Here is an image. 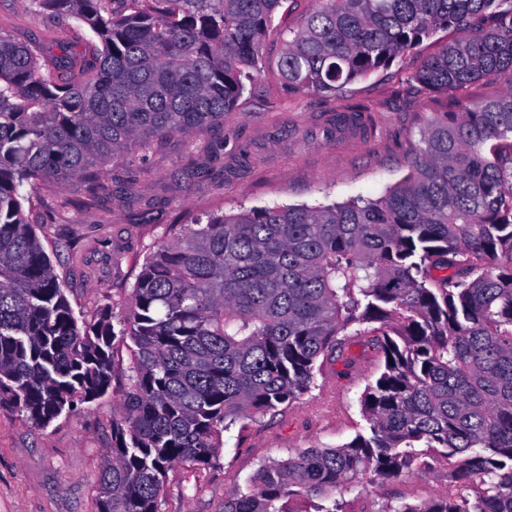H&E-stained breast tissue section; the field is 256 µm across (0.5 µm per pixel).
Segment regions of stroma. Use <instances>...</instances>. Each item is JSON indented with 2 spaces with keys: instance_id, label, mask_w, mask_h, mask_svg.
Here are the masks:
<instances>
[{
  "instance_id": "stroma-1",
  "label": "stroma",
  "mask_w": 512,
  "mask_h": 512,
  "mask_svg": "<svg viewBox=\"0 0 512 512\" xmlns=\"http://www.w3.org/2000/svg\"><path fill=\"white\" fill-rule=\"evenodd\" d=\"M316 5L285 0L266 40L267 64L223 125L201 138L153 140L137 150L134 164L114 162L103 178L37 191L28 215L48 227L43 244L75 312L125 302L171 225L243 208L375 199L410 173L421 132L436 113L457 109L454 97L422 88L412 75L455 31L439 32L340 93L290 90L275 62L289 31ZM0 31L52 53L58 34L80 49L95 41L76 20L51 26L34 0H0ZM352 108L364 115L363 129L337 128L336 113ZM113 356L107 395L48 427H34L15 409L0 407V512H96L99 473L112 457V416L128 386L125 340L115 339ZM378 364L367 337L349 336L340 353L323 362L300 402L233 425L209 467H175L162 512H222L225 492L246 486L260 465L303 448L349 442L365 426L359 398ZM451 492L444 474L389 480L370 495L348 490L343 510L379 512Z\"/></svg>"
}]
</instances>
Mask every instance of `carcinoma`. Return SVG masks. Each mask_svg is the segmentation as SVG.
I'll use <instances>...</instances> for the list:
<instances>
[{
    "label": "carcinoma",
    "mask_w": 512,
    "mask_h": 512,
    "mask_svg": "<svg viewBox=\"0 0 512 512\" xmlns=\"http://www.w3.org/2000/svg\"><path fill=\"white\" fill-rule=\"evenodd\" d=\"M283 0H39L97 43L50 57L0 33V406L46 427L105 396L116 336L129 388L98 512H162L168 472L212 465L229 425L297 402L352 326L382 363L366 427L263 464L223 512H344L337 496L448 475L455 493L381 512H512V0H319L276 63L283 83L341 92L440 31L413 78L431 91L500 80L441 112L412 172L377 199L275 206L181 224L116 319L76 315L23 201L93 179L152 138L201 136L263 70ZM120 329H115L114 324ZM505 88L506 85L502 81L485 80L471 85L457 95L471 101H482L498 96Z\"/></svg>",
    "instance_id": "1"
}]
</instances>
